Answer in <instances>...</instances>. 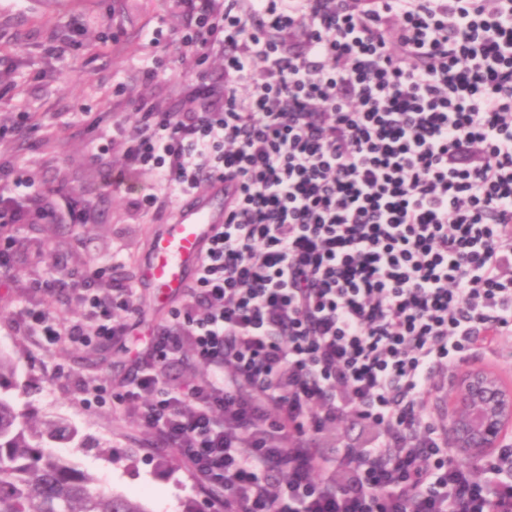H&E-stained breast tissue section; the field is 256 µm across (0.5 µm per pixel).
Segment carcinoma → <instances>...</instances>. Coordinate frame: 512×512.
<instances>
[{
    "label": "carcinoma",
    "mask_w": 512,
    "mask_h": 512,
    "mask_svg": "<svg viewBox=\"0 0 512 512\" xmlns=\"http://www.w3.org/2000/svg\"><path fill=\"white\" fill-rule=\"evenodd\" d=\"M14 371L0 353V512H150L137 498L105 491L97 477L47 450L61 429L36 424L19 408Z\"/></svg>",
    "instance_id": "cac0c4a2"
}]
</instances>
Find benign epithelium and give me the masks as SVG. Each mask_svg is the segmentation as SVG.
Masks as SVG:
<instances>
[{
    "label": "benign epithelium",
    "instance_id": "1",
    "mask_svg": "<svg viewBox=\"0 0 512 512\" xmlns=\"http://www.w3.org/2000/svg\"><path fill=\"white\" fill-rule=\"evenodd\" d=\"M454 412L448 420L451 459L485 457L512 438V390L488 369L469 367L454 387Z\"/></svg>",
    "mask_w": 512,
    "mask_h": 512
}]
</instances>
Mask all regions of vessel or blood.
Wrapping results in <instances>:
<instances>
[{
	"label": "vessel or blood",
	"instance_id": "obj_1",
	"mask_svg": "<svg viewBox=\"0 0 512 512\" xmlns=\"http://www.w3.org/2000/svg\"><path fill=\"white\" fill-rule=\"evenodd\" d=\"M223 227V182L179 203L173 221L154 236L141 270L143 285L154 290L161 305L181 295Z\"/></svg>",
	"mask_w": 512,
	"mask_h": 512
}]
</instances>
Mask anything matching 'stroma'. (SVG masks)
<instances>
[{"label":"stroma","mask_w":512,"mask_h":512,"mask_svg":"<svg viewBox=\"0 0 512 512\" xmlns=\"http://www.w3.org/2000/svg\"><path fill=\"white\" fill-rule=\"evenodd\" d=\"M184 22L175 0H0V125H11L19 112L33 118L23 136L0 140V165L11 171L0 179V196L16 195L13 179L23 177L32 209L5 230L11 247L0 266V352L12 358L26 388L22 405L77 430V443L54 442L55 452L97 475L103 487L139 498L150 512H184L202 502L206 512H224L177 452L160 447L114 401L133 355L169 318L139 281L151 236L171 221L178 200L143 211L135 200L152 175L111 182L124 165L112 126L134 123L141 99L193 109L183 85L218 72L220 61L176 42ZM54 45L66 46V54L50 55ZM101 267L105 276L92 283L98 294L116 283L139 288L127 351L66 340L49 346L40 332L18 324L29 309L66 321L82 316L70 278ZM43 279L59 280V292L35 288Z\"/></svg>","instance_id":"1"}]
</instances>
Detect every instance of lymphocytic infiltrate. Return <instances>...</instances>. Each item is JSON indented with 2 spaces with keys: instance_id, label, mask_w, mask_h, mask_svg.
Listing matches in <instances>:
<instances>
[{
  "instance_id": "lymphocytic-infiltrate-1",
  "label": "lymphocytic infiltrate",
  "mask_w": 512,
  "mask_h": 512,
  "mask_svg": "<svg viewBox=\"0 0 512 512\" xmlns=\"http://www.w3.org/2000/svg\"><path fill=\"white\" fill-rule=\"evenodd\" d=\"M178 4L221 72L139 105L115 180L223 182L224 230L126 400L224 512H512V453L474 476L430 412L512 331V0ZM82 300L94 328L23 322L122 343L134 288ZM187 344L209 377L162 388Z\"/></svg>"
}]
</instances>
